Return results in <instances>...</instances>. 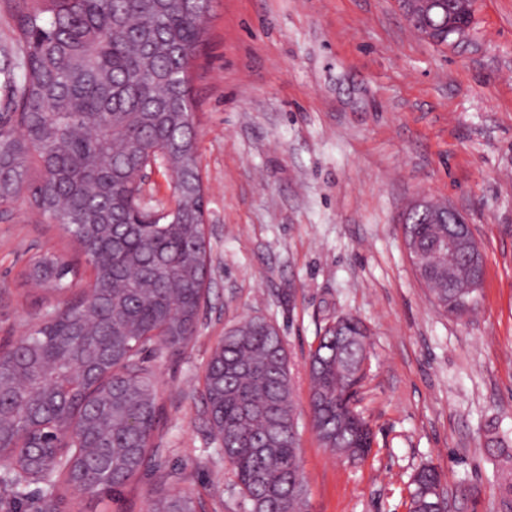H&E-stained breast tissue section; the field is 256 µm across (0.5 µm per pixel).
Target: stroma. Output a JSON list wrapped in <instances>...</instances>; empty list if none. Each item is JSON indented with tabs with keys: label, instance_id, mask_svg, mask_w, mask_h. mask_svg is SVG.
Masks as SVG:
<instances>
[{
	"label": "stroma",
	"instance_id": "1",
	"mask_svg": "<svg viewBox=\"0 0 512 512\" xmlns=\"http://www.w3.org/2000/svg\"><path fill=\"white\" fill-rule=\"evenodd\" d=\"M193 88L211 276L190 345L150 360L156 465L101 497L19 495L0 457V512H150L179 493L198 512H247L204 399L211 355L247 317L287 347L307 512H408L425 464L453 512H505L507 462L486 445L512 448V0H475L468 37L445 46L396 0H214ZM421 194L473 226L485 277L471 317L441 313L408 258L398 216ZM46 251L77 255L25 205L0 212V345L58 303L26 276ZM344 313L372 333L356 406L373 444L356 463L322 447L309 406V353Z\"/></svg>",
	"mask_w": 512,
	"mask_h": 512
}]
</instances>
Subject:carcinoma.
<instances>
[{
    "label": "carcinoma",
    "mask_w": 512,
    "mask_h": 512,
    "mask_svg": "<svg viewBox=\"0 0 512 512\" xmlns=\"http://www.w3.org/2000/svg\"><path fill=\"white\" fill-rule=\"evenodd\" d=\"M213 0H13L16 39L11 67L0 81V209L26 201L58 225L82 251L95 288L91 335L112 326V478L88 484L99 495L151 466L149 440L157 423L153 372L142 357L156 346L185 348L195 334L206 279L205 192L199 171L192 73ZM169 151L172 204L164 223H148L155 208L143 183L127 173L135 157ZM428 272L432 302L458 318L469 304L472 273L465 253H441L448 225L421 214L403 225ZM29 276L53 294L76 285L77 272L49 252L35 257ZM89 310L86 299L62 301L56 317L33 327L21 348L43 365L26 387L4 401L19 416L31 393L98 359L96 346L70 338ZM337 336L325 328L308 360L310 411L323 446L349 460L370 452L372 430L352 406L366 377L369 330L342 316ZM210 420L249 512H305L307 490L298 458L294 380L284 341L273 325L249 317L232 326L206 368ZM92 401L67 410L58 428L92 422ZM410 512H436L448 499L438 469L412 477ZM152 512H194L189 497H163Z\"/></svg>",
    "instance_id": "carcinoma-1"
}]
</instances>
